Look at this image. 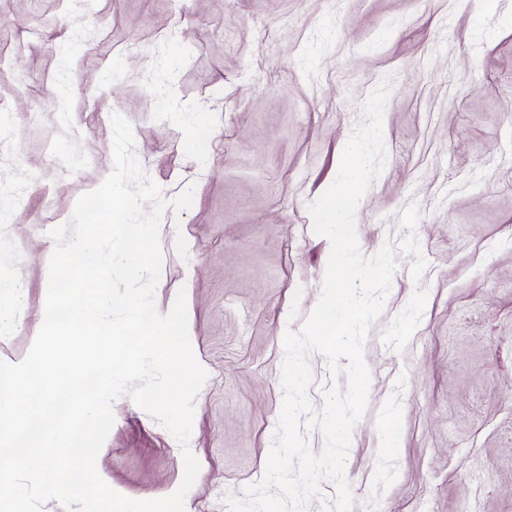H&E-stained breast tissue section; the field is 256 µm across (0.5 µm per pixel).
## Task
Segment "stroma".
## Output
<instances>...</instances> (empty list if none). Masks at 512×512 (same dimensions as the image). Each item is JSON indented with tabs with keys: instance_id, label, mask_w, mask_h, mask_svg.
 Returning a JSON list of instances; mask_svg holds the SVG:
<instances>
[{
	"instance_id": "stroma-1",
	"label": "stroma",
	"mask_w": 512,
	"mask_h": 512,
	"mask_svg": "<svg viewBox=\"0 0 512 512\" xmlns=\"http://www.w3.org/2000/svg\"><path fill=\"white\" fill-rule=\"evenodd\" d=\"M0 50V280L23 293L0 304V358L42 325L50 232L112 172V114L165 200L194 191L163 217L155 297L164 314L185 290L208 378L184 447L114 402L98 465L115 491L172 494L186 447V512H228L262 478L283 337L330 254L308 206L386 80L387 160L356 227L397 266L366 341L353 512H512V0H0Z\"/></svg>"
}]
</instances>
